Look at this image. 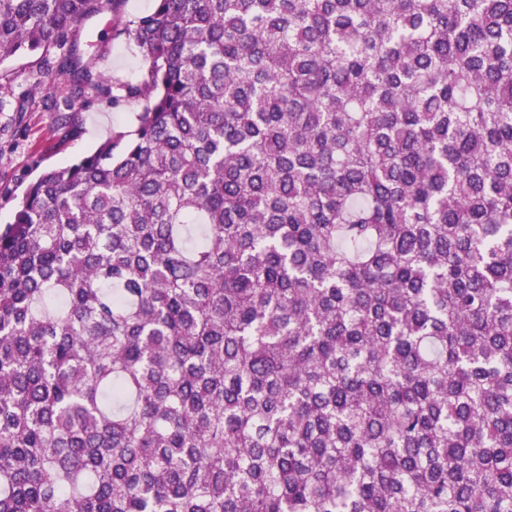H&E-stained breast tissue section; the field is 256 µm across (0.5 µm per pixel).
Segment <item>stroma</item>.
Segmentation results:
<instances>
[{
  "instance_id": "stroma-1",
  "label": "stroma",
  "mask_w": 512,
  "mask_h": 512,
  "mask_svg": "<svg viewBox=\"0 0 512 512\" xmlns=\"http://www.w3.org/2000/svg\"><path fill=\"white\" fill-rule=\"evenodd\" d=\"M153 0H108L101 12L81 25L82 40L99 43V71L114 84L133 79L140 57L132 44L113 36L112 27L143 14ZM36 58L18 56L0 64V225L12 221L29 182L42 170L73 162L110 135L129 131L143 103L137 99L97 102L82 112H53L42 98L21 99Z\"/></svg>"
}]
</instances>
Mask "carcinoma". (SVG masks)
Wrapping results in <instances>:
<instances>
[{
    "mask_svg": "<svg viewBox=\"0 0 512 512\" xmlns=\"http://www.w3.org/2000/svg\"><path fill=\"white\" fill-rule=\"evenodd\" d=\"M101 4L0 0V65L110 98ZM112 32L135 129L0 229V512H512V0ZM102 11L85 20L80 29L81 47L86 40L99 43L101 58L97 69L109 76L114 87L134 78L140 57L132 44L122 37H112V23L125 22L133 16H138L153 7L152 0H124L112 3L103 2ZM113 7V8H112Z\"/></svg>",
    "mask_w": 512,
    "mask_h": 512,
    "instance_id": "obj_1",
    "label": "carcinoma"
}]
</instances>
